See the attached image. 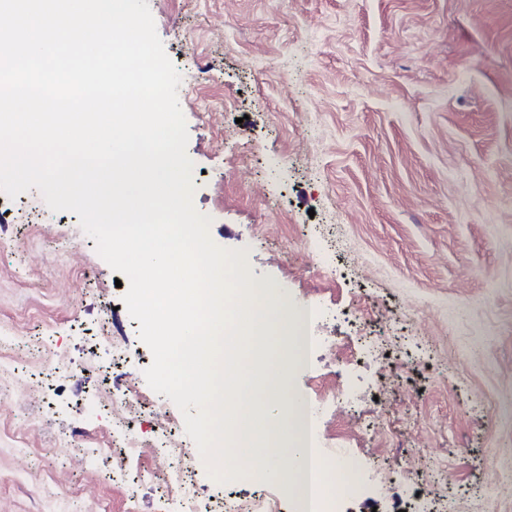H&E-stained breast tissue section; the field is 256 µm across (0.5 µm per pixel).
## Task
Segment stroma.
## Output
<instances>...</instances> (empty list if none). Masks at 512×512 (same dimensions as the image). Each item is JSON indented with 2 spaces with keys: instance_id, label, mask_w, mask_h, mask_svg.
I'll use <instances>...</instances> for the list:
<instances>
[{
  "instance_id": "1",
  "label": "stroma",
  "mask_w": 512,
  "mask_h": 512,
  "mask_svg": "<svg viewBox=\"0 0 512 512\" xmlns=\"http://www.w3.org/2000/svg\"><path fill=\"white\" fill-rule=\"evenodd\" d=\"M148 5L212 241L288 312H328L335 346L288 366L284 400L357 375L360 401L323 415L358 486L338 512H512V0ZM118 277L77 215L0 192V512H170L150 417L130 466L152 481L112 477L100 396H155ZM191 479L198 512L292 509L279 482L200 460Z\"/></svg>"
}]
</instances>
